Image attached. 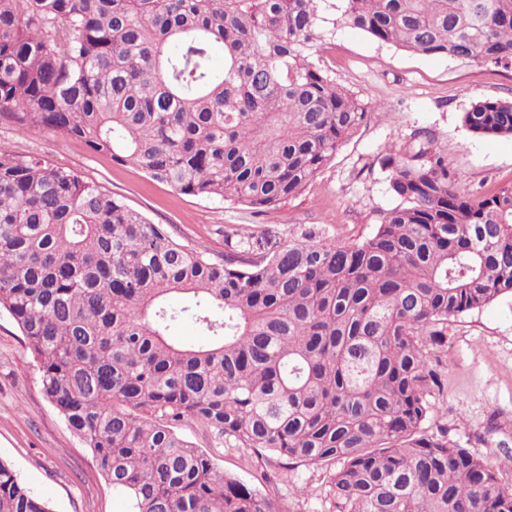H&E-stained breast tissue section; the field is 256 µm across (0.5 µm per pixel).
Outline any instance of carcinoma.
<instances>
[{
    "label": "carcinoma",
    "mask_w": 512,
    "mask_h": 512,
    "mask_svg": "<svg viewBox=\"0 0 512 512\" xmlns=\"http://www.w3.org/2000/svg\"><path fill=\"white\" fill-rule=\"evenodd\" d=\"M326 0H0V120L78 139L175 191L269 212L371 117L310 54ZM382 43L512 64V0H339ZM224 68L211 65L213 44ZM512 135V102L463 113ZM363 239L173 237L78 172L0 148V309L128 512H281L177 432L288 471L336 465L335 512H512L496 467L427 427L448 319L512 295V184L461 191L427 132ZM191 296L177 305L172 297ZM190 321L195 345L168 335ZM0 512H51L0 460Z\"/></svg>",
    "instance_id": "cac0c4a2"
}]
</instances>
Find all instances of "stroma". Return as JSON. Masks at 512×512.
<instances>
[{"instance_id":"stroma-1","label":"stroma","mask_w":512,"mask_h":512,"mask_svg":"<svg viewBox=\"0 0 512 512\" xmlns=\"http://www.w3.org/2000/svg\"><path fill=\"white\" fill-rule=\"evenodd\" d=\"M323 16L325 37L312 54L338 85L368 104L371 117L306 190L279 210L257 213L181 194L134 165L90 152L79 140L40 129L23 132L5 120L0 145L80 172L151 223L215 253L223 252L224 231L232 225H246L273 246L299 224L318 225L343 241L369 236L380 216L398 204L380 161L388 146L402 148L418 129L434 134L464 191L489 196L512 182V136H480L462 123L473 103L512 101V67L411 53L336 22L333 9ZM436 356L445 389L431 425L447 427L450 440L498 465L501 483L512 487V468L505 464L512 455V297L449 320ZM178 431L212 457L218 472L280 500L286 512H334L332 467L300 466L284 475L252 449L219 443L194 423L179 424ZM0 459L52 512H126L90 450L43 397L25 339L3 310Z\"/></svg>"}]
</instances>
